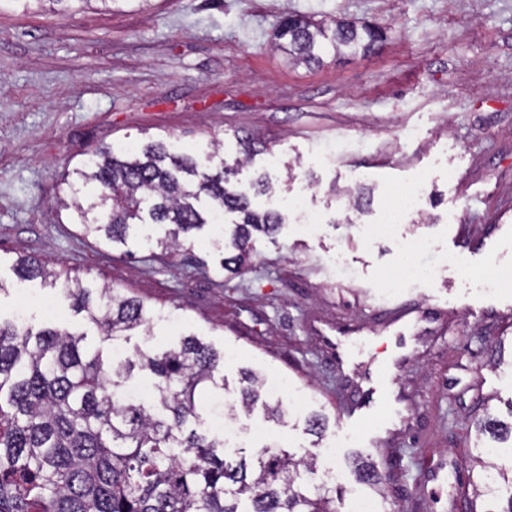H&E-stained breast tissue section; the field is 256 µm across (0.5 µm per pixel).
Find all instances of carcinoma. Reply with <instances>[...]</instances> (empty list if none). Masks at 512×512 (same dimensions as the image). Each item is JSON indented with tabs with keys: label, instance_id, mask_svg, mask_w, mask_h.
I'll use <instances>...</instances> for the list:
<instances>
[{
	"label": "carcinoma",
	"instance_id": "carcinoma-1",
	"mask_svg": "<svg viewBox=\"0 0 512 512\" xmlns=\"http://www.w3.org/2000/svg\"><path fill=\"white\" fill-rule=\"evenodd\" d=\"M275 38L293 62L320 66L331 52L366 55L386 35L349 20L330 28L287 16ZM73 174L69 200L61 204L84 235L107 246L125 243L135 225L153 224L167 227L156 245L176 252L225 210L237 220L234 253L221 267L239 271L253 233L270 235L285 223L278 211L254 209L226 165L212 169L190 155L174 156L161 141L137 152L99 150ZM14 271L21 282L39 278L60 288L105 341L133 330L149 336L159 315L143 299L91 288L79 274L49 270L26 254L17 257ZM223 370L224 355L195 337L177 350H139L114 362L89 349L83 332L0 321V512H241L242 496L251 500L252 512H336L341 489L321 486L310 497L296 485L300 471L315 470L312 458L265 448L251 464L226 460L224 441L202 428L201 392L213 394L209 409L232 419L260 407L266 418L284 424L288 406L265 400L262 376L247 370L240 403L224 407ZM144 373L154 379L151 397H125L126 383ZM328 422L314 412L307 431L321 438ZM473 427L478 441L512 438V424L489 414ZM486 455L485 448L472 455L478 474L468 481L467 512H512V463L504 468ZM355 472L363 484L383 481L370 462L358 463Z\"/></svg>",
	"mask_w": 512,
	"mask_h": 512
}]
</instances>
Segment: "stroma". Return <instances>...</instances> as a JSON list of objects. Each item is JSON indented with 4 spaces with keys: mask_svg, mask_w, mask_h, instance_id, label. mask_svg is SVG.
<instances>
[{
    "mask_svg": "<svg viewBox=\"0 0 512 512\" xmlns=\"http://www.w3.org/2000/svg\"><path fill=\"white\" fill-rule=\"evenodd\" d=\"M289 14L357 19L389 31L374 54L293 65L274 46ZM260 142L239 165L240 139ZM163 141L203 161L237 165L234 183L253 206L302 195L320 216L315 232L286 220L254 234L241 273L220 266L209 232L174 254L142 233L104 245L83 235L59 206L65 171L102 146ZM425 180L420 206L394 233L376 230L381 209ZM364 193L357 212L349 202ZM70 268L97 287L147 300L163 312L151 335L112 344L85 324L60 290L16 288L18 252ZM411 262L426 280L388 288ZM512 0H99L66 15L32 5L0 8V319L25 315L85 332L104 357L166 350L193 335L224 355L226 403L240 369L287 379L289 422L240 415L248 438L228 457L268 444L328 469L355 488L368 461L390 481L398 512H465L462 486L475 435L469 421L492 412L512 420ZM53 311H46V304ZM408 303L442 310L417 347L393 365L394 328L381 314ZM357 337V377L389 368L411 417L349 428L343 376L321 352L327 326ZM315 410L330 418L308 434ZM339 444L337 456L324 453Z\"/></svg>",
    "mask_w": 512,
    "mask_h": 512,
    "instance_id": "35a3bbf8",
    "label": "stroma"
}]
</instances>
